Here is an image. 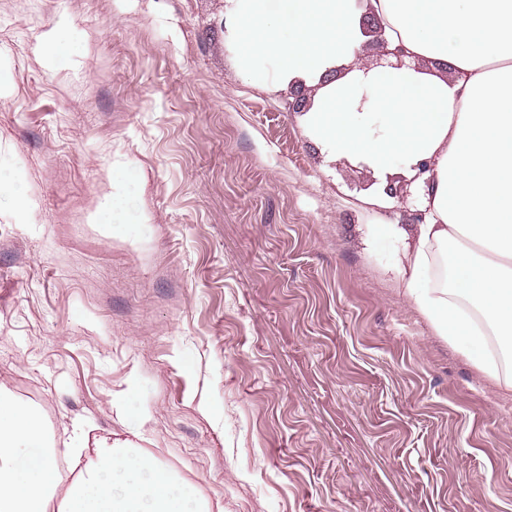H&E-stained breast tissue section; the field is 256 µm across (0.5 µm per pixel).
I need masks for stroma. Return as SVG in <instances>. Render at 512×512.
Here are the masks:
<instances>
[{"label":"stroma","instance_id":"stroma-1","mask_svg":"<svg viewBox=\"0 0 512 512\" xmlns=\"http://www.w3.org/2000/svg\"><path fill=\"white\" fill-rule=\"evenodd\" d=\"M224 5L0 0V381L60 444L130 401L224 512H512V393L399 296L365 239L403 206L240 77Z\"/></svg>","mask_w":512,"mask_h":512}]
</instances>
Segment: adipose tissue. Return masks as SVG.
<instances>
[{"label":"adipose tissue","mask_w":512,"mask_h":512,"mask_svg":"<svg viewBox=\"0 0 512 512\" xmlns=\"http://www.w3.org/2000/svg\"><path fill=\"white\" fill-rule=\"evenodd\" d=\"M242 74L313 88L303 119L327 160L411 183L423 223L371 233L408 303L487 379L512 389V0H226ZM404 47L364 68V15ZM430 161L431 169L418 166ZM126 438L74 428L56 448L41 414L0 385V512H212L210 500Z\"/></svg>","instance_id":"adipose-tissue-1"}]
</instances>
